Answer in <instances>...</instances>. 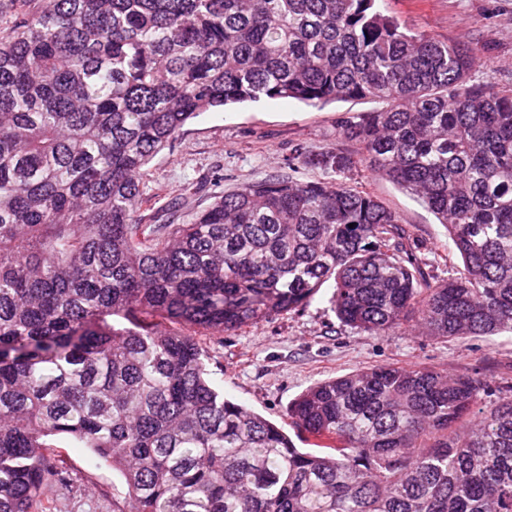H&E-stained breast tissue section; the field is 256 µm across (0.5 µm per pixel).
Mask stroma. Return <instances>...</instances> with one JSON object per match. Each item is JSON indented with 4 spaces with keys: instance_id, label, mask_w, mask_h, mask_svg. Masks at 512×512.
<instances>
[{
    "instance_id": "stroma-1",
    "label": "stroma",
    "mask_w": 512,
    "mask_h": 512,
    "mask_svg": "<svg viewBox=\"0 0 512 512\" xmlns=\"http://www.w3.org/2000/svg\"><path fill=\"white\" fill-rule=\"evenodd\" d=\"M384 7L412 30L476 48L474 82L512 88V0H384ZM374 107L369 100L314 107L289 99L203 113L184 127L172 150L151 163L144 192L158 206L178 200L175 221L181 224L217 193L246 183L272 176L322 178L321 170L298 162V151L349 150L338 135L339 121ZM355 183L396 212L408 234L406 246L426 259L435 280L455 275V268L437 259L448 247V232L432 213L367 169L359 170ZM332 293V285L324 284L298 310L208 342L213 380L225 397L284 425L289 404L308 387L375 366L469 374L493 389L512 384L511 334L434 340L404 327L371 334L337 319ZM66 454L77 484H94L101 495L71 497L62 512H112L113 500L127 492L122 474L88 449L70 448Z\"/></svg>"
}]
</instances>
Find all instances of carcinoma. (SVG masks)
I'll list each match as a JSON object with an SVG mask.
<instances>
[{
  "label": "carcinoma",
  "mask_w": 512,
  "mask_h": 512,
  "mask_svg": "<svg viewBox=\"0 0 512 512\" xmlns=\"http://www.w3.org/2000/svg\"><path fill=\"white\" fill-rule=\"evenodd\" d=\"M381 2L0 3V512H58L62 440L120 471L112 512H512V385L481 407L479 377L374 367L306 389L289 434L210 379L203 338L330 280L364 332L512 334V89ZM277 99L383 107L340 122L352 152L299 153L334 180L147 223L142 177L189 120ZM362 166L445 226L454 277Z\"/></svg>",
  "instance_id": "cac0c4a2"
}]
</instances>
